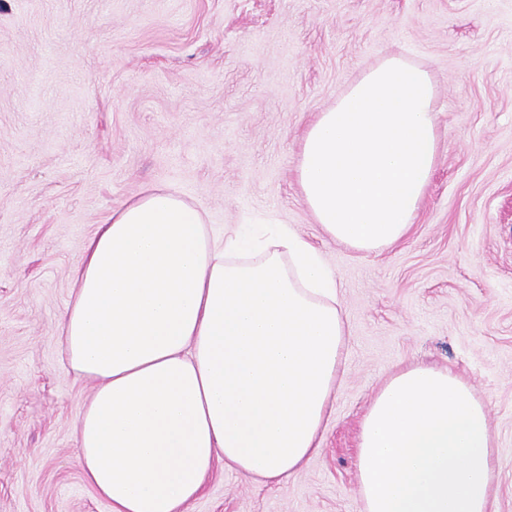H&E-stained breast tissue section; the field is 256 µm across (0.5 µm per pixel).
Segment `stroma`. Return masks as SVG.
<instances>
[{"label": "stroma", "mask_w": 512, "mask_h": 512, "mask_svg": "<svg viewBox=\"0 0 512 512\" xmlns=\"http://www.w3.org/2000/svg\"><path fill=\"white\" fill-rule=\"evenodd\" d=\"M385 50L432 77L440 156L411 234L365 256L325 239L295 163ZM149 184L216 234L309 240L349 329L321 453L277 484L216 468L187 512H363L359 422L420 361L488 399L512 512V0H0V512H109L76 463L90 387L57 322L87 241Z\"/></svg>", "instance_id": "stroma-1"}]
</instances>
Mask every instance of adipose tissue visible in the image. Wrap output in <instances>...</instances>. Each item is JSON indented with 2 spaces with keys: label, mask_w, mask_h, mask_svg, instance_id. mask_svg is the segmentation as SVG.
Masks as SVG:
<instances>
[{
  "label": "adipose tissue",
  "mask_w": 512,
  "mask_h": 512,
  "mask_svg": "<svg viewBox=\"0 0 512 512\" xmlns=\"http://www.w3.org/2000/svg\"><path fill=\"white\" fill-rule=\"evenodd\" d=\"M429 73L391 53L303 130L296 183L331 242L403 241L439 157ZM58 322L93 387L78 465L110 512H185L216 462L265 483L300 473L343 374L346 325L322 253L284 224L217 239L205 211L150 185L100 224ZM364 512H498L488 403L411 363L359 423Z\"/></svg>",
  "instance_id": "obj_1"
}]
</instances>
